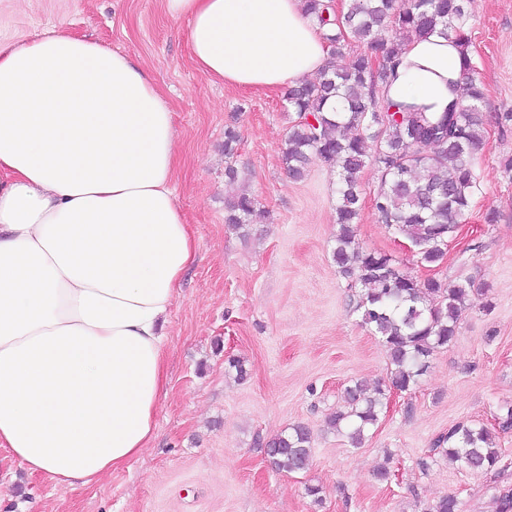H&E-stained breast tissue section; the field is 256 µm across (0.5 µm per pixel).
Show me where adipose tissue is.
Here are the masks:
<instances>
[{
	"instance_id": "1",
	"label": "adipose tissue",
	"mask_w": 512,
	"mask_h": 512,
	"mask_svg": "<svg viewBox=\"0 0 512 512\" xmlns=\"http://www.w3.org/2000/svg\"><path fill=\"white\" fill-rule=\"evenodd\" d=\"M196 67L277 91L326 65L303 0H165ZM453 38L408 41L380 98L447 111ZM177 131L128 55L51 31L0 43V447L57 486L148 448L163 331L196 246L176 201Z\"/></svg>"
}]
</instances>
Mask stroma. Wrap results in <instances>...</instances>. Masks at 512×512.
<instances>
[{"mask_svg":"<svg viewBox=\"0 0 512 512\" xmlns=\"http://www.w3.org/2000/svg\"><path fill=\"white\" fill-rule=\"evenodd\" d=\"M472 65L485 87L478 188L448 241L444 261L422 265L411 243L381 224L372 202L380 174H359L363 201L356 241L391 254L412 276L473 280L458 335L431 357L408 392L392 393L359 447L326 427L347 385L388 381L379 336L361 322L357 290L331 256L337 172L313 162L288 177L282 148L297 119L281 91L211 80L190 56L186 20L164 0H0V42L65 31L135 57L156 79L178 131L177 203L197 244L171 309L167 393L153 440L125 466L89 486L60 488L30 475L0 448V512H421L453 493L460 512H496L512 487V0H470ZM240 135L237 166L263 223L248 235L224 224V132ZM495 222H488L489 213ZM248 371L240 380L229 359ZM495 429L509 469L472 474L434 452L458 423ZM301 423L311 431L306 472L272 470L266 442ZM388 464L389 481L376 469ZM321 489V502L306 485Z\"/></svg>","mask_w":512,"mask_h":512,"instance_id":"1","label":"stroma"}]
</instances>
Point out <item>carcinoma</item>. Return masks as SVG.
<instances>
[{
	"label": "carcinoma",
	"instance_id": "carcinoma-1",
	"mask_svg": "<svg viewBox=\"0 0 512 512\" xmlns=\"http://www.w3.org/2000/svg\"><path fill=\"white\" fill-rule=\"evenodd\" d=\"M467 0H345L331 19L328 0H305V10L327 30L330 55L351 43L359 45L350 67L334 62L313 81L288 89V109L297 114L282 151V161L294 180L307 176L313 159L339 168L336 188V234L332 257L349 286L362 288L358 308L362 323L380 336L390 364L389 384L368 392L361 382L344 389V406L327 417V427L346 432L353 446L377 424L388 393L415 387L434 352L456 337L460 313L476 291L466 280L450 284L437 278L418 279L401 269L393 256L361 250L356 245L362 198L358 173L372 160L380 172L374 206L381 223L408 239L420 262L442 263L448 238L462 223L477 188L475 164L486 128L481 109L482 83L469 56L471 38ZM384 29L401 37L385 40ZM438 33L454 36L464 66L460 81L464 93L446 112H428L376 95L400 63L407 40ZM381 53L383 64L374 69L372 58ZM239 134L224 132L227 183L237 181L233 165ZM263 211L245 187L224 201L227 229L246 236ZM452 462L474 473L498 470L501 453L487 427L460 423L434 442ZM271 467L279 472L306 470L312 455L308 427L295 424L265 444ZM453 494L428 502L422 512H459Z\"/></svg>",
	"mask_w": 512,
	"mask_h": 512
}]
</instances>
